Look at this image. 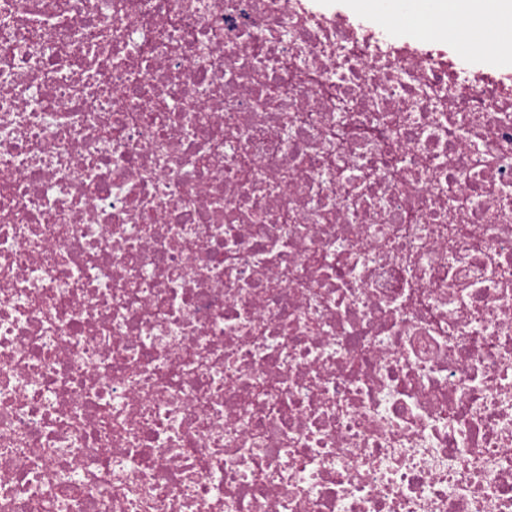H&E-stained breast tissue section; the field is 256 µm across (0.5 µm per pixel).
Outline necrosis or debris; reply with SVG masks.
<instances>
[{
    "instance_id": "obj_1",
    "label": "necrosis or debris",
    "mask_w": 512,
    "mask_h": 512,
    "mask_svg": "<svg viewBox=\"0 0 512 512\" xmlns=\"http://www.w3.org/2000/svg\"><path fill=\"white\" fill-rule=\"evenodd\" d=\"M321 0H0V512H512V76Z\"/></svg>"
}]
</instances>
